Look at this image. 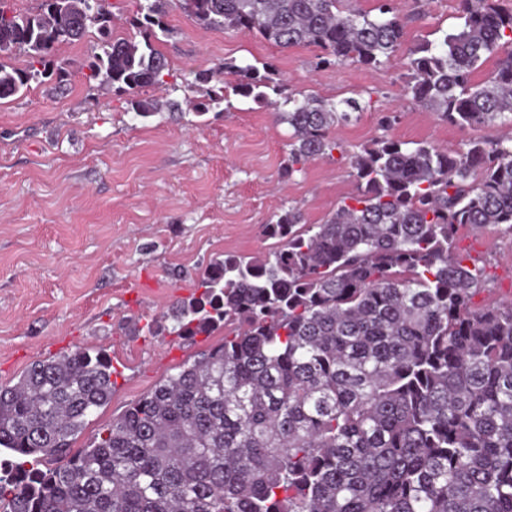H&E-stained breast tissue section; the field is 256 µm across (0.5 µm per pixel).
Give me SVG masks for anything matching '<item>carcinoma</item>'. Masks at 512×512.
Returning <instances> with one entry per match:
<instances>
[{
	"mask_svg": "<svg viewBox=\"0 0 512 512\" xmlns=\"http://www.w3.org/2000/svg\"><path fill=\"white\" fill-rule=\"evenodd\" d=\"M170 0H147L132 36H112L107 0H0V99L70 72L63 44L95 29L88 80L137 94L161 86L156 47ZM195 21L249 30L319 63L398 59L396 0L376 15L352 0H180ZM458 0L459 28L409 49L404 95L457 127L512 128V7ZM497 67L481 84L474 72ZM208 93L267 100L271 65ZM292 133L283 176L342 145L332 128L367 109L293 93L276 108ZM357 192L322 224L290 208L267 225L278 247L226 253L202 291L142 327L224 342L168 377L70 452L112 396V360L75 351L33 362L0 386V512H512V300L473 299L484 270L456 250L461 231L512 234V146L473 139L450 152L388 137L348 154ZM57 458L61 466L40 468Z\"/></svg>",
	"mask_w": 512,
	"mask_h": 512,
	"instance_id": "obj_1",
	"label": "carcinoma"
}]
</instances>
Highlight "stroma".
I'll list each match as a JSON object with an SVG mask.
<instances>
[{
  "mask_svg": "<svg viewBox=\"0 0 512 512\" xmlns=\"http://www.w3.org/2000/svg\"><path fill=\"white\" fill-rule=\"evenodd\" d=\"M405 47L460 24L456 0H398ZM158 42L171 74L141 98L160 103L136 116L128 95L85 76L95 38L60 47L64 88L32 84L0 100V385L61 351H105L117 369L111 400L71 442L86 447L158 382L178 372L223 333L186 341L146 336L147 321L196 291L224 254L274 250L266 232L282 211L323 223L356 192L346 158L379 136L430 142L451 151L473 138L495 141L496 126L461 129L404 97L402 63L369 69L317 67L314 46L278 48L246 30L200 26L172 0ZM273 66V84L338 101L360 97L367 112L333 131L341 150L282 175L291 130L272 107L238 96L200 115L207 71L235 83L225 63ZM395 115L391 126L384 114ZM461 254L485 271L476 307L512 300V235L462 231Z\"/></svg>",
  "mask_w": 512,
  "mask_h": 512,
  "instance_id": "stroma-1",
  "label": "stroma"
}]
</instances>
